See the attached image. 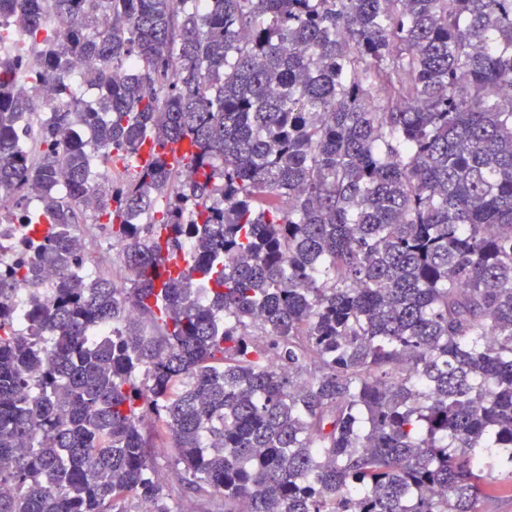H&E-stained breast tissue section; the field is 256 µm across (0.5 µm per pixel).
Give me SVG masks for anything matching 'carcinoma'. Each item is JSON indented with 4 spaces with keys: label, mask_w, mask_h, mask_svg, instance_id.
<instances>
[{
    "label": "carcinoma",
    "mask_w": 512,
    "mask_h": 512,
    "mask_svg": "<svg viewBox=\"0 0 512 512\" xmlns=\"http://www.w3.org/2000/svg\"><path fill=\"white\" fill-rule=\"evenodd\" d=\"M510 80L512 0H0V192L56 275L0 276V512H180L164 442L212 512L512 483ZM98 153L128 288L73 271Z\"/></svg>",
    "instance_id": "1"
}]
</instances>
